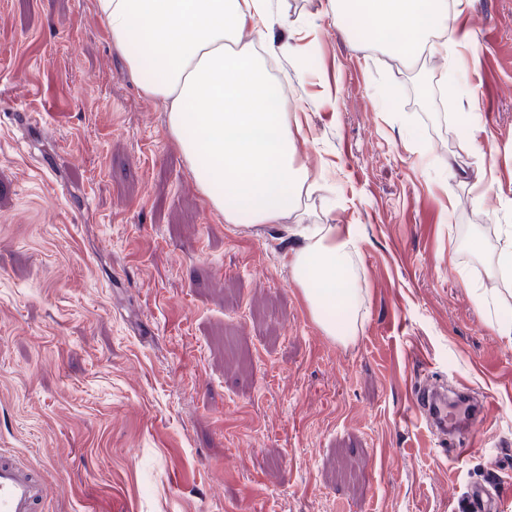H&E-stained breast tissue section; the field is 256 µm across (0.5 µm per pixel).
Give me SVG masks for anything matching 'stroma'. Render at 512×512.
Segmentation results:
<instances>
[{"instance_id": "1", "label": "stroma", "mask_w": 512, "mask_h": 512, "mask_svg": "<svg viewBox=\"0 0 512 512\" xmlns=\"http://www.w3.org/2000/svg\"><path fill=\"white\" fill-rule=\"evenodd\" d=\"M93 2L0 0V453L41 512H459L491 471L512 512V341L470 295L512 225V0H462L414 70L331 0H270L303 221L358 239L344 344L287 223L210 206ZM420 76L430 106L390 102ZM430 379L485 406L460 459L412 407Z\"/></svg>"}]
</instances>
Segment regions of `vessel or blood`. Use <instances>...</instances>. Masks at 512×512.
Returning a JSON list of instances; mask_svg holds the SVG:
<instances>
[{
  "label": "vessel or blood",
  "instance_id": "obj_1",
  "mask_svg": "<svg viewBox=\"0 0 512 512\" xmlns=\"http://www.w3.org/2000/svg\"><path fill=\"white\" fill-rule=\"evenodd\" d=\"M413 406L425 423L448 439L449 456H464L477 437L475 426L482 420V410L459 414L448 403L446 392L437 385H413ZM493 482L472 486L464 500L465 512H491L496 505ZM43 502L40 478L11 456L0 455V512H36Z\"/></svg>",
  "mask_w": 512,
  "mask_h": 512
}]
</instances>
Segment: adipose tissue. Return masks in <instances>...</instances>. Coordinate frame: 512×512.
<instances>
[{
    "label": "adipose tissue",
    "mask_w": 512,
    "mask_h": 512,
    "mask_svg": "<svg viewBox=\"0 0 512 512\" xmlns=\"http://www.w3.org/2000/svg\"><path fill=\"white\" fill-rule=\"evenodd\" d=\"M130 79L167 112L179 147L211 206L235 225L277 224L301 209L308 171L290 134L284 87L258 46L273 47L268 0H94ZM450 0H334L353 31L368 27L385 53L414 64L421 52L447 55ZM303 245L291 267L310 314L326 336L345 342L360 329L363 290L353 269L352 228L297 224ZM487 277L506 293L472 288L512 341V225Z\"/></svg>",
    "instance_id": "ef3b65f1"
}]
</instances>
